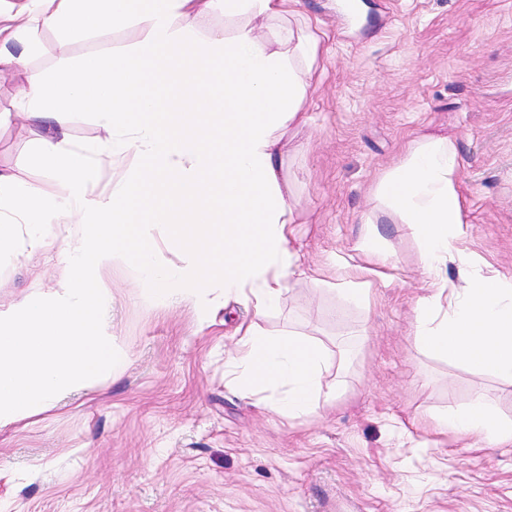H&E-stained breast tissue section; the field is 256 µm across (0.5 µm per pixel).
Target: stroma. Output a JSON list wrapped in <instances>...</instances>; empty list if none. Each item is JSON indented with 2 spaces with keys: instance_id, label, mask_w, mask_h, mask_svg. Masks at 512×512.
<instances>
[{
  "instance_id": "stroma-1",
  "label": "stroma",
  "mask_w": 512,
  "mask_h": 512,
  "mask_svg": "<svg viewBox=\"0 0 512 512\" xmlns=\"http://www.w3.org/2000/svg\"><path fill=\"white\" fill-rule=\"evenodd\" d=\"M353 2L362 24L340 0H302L292 21L319 39L304 121L289 129L281 165L308 278L258 318L235 298L205 314L147 305L127 264L113 265L107 324L128 362L0 432V512H512V447L470 448L430 427L478 388L512 419V384L416 348L414 309L428 281L409 225L372 193L411 141L448 136L461 159L457 247L476 269L512 277V0ZM139 38L132 27L70 39L41 29L26 67L47 73ZM22 81L0 74V111L10 114L0 172L67 195L32 159L46 128L15 114ZM67 133L91 152L111 137L88 112L73 114ZM51 230L34 251L16 225L0 255V310L58 288L78 228ZM368 233L392 264L365 310L318 282L362 263ZM250 319L263 333L291 328L322 342L335 403L288 419L227 384L233 329Z\"/></svg>"
}]
</instances>
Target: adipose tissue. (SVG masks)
<instances>
[{
	"label": "adipose tissue",
	"mask_w": 512,
	"mask_h": 512,
	"mask_svg": "<svg viewBox=\"0 0 512 512\" xmlns=\"http://www.w3.org/2000/svg\"><path fill=\"white\" fill-rule=\"evenodd\" d=\"M300 0H0V73L24 70L41 28L95 36L136 27L127 51L92 54L49 73L26 72L21 113L46 124L33 148L48 176L92 200L62 205L46 187L0 173V253L13 227H30V246L51 237L48 223L75 224L63 255L60 292L30 296L0 311V430L52 406L65 394L117 373L125 359L112 345L106 314L113 263L127 264L152 306L203 305L209 294L234 295L256 315L278 309L291 282L306 275L291 246L294 205L280 175L283 136L302 119L315 37L287 25ZM222 15L224 29L202 31L199 19ZM22 47L21 54L9 44ZM161 77L165 95L149 87ZM75 112H91L112 131L95 155L69 142ZM453 142L430 135L414 142L376 187L389 214L411 227L429 292L415 306L417 347L476 373L512 382V278L469 268L456 247L464 233ZM155 225L174 229L189 263L158 262L142 239ZM369 262L345 265L330 286L368 305L371 278L389 262L372 236ZM460 285L448 286V263ZM227 373L245 392L276 391L267 408L282 417L312 413L331 401L321 368L325 346L288 329L235 330ZM437 431L474 443L512 446V420L474 391L461 407L435 414Z\"/></svg>",
	"instance_id": "adipose-tissue-1"
}]
</instances>
